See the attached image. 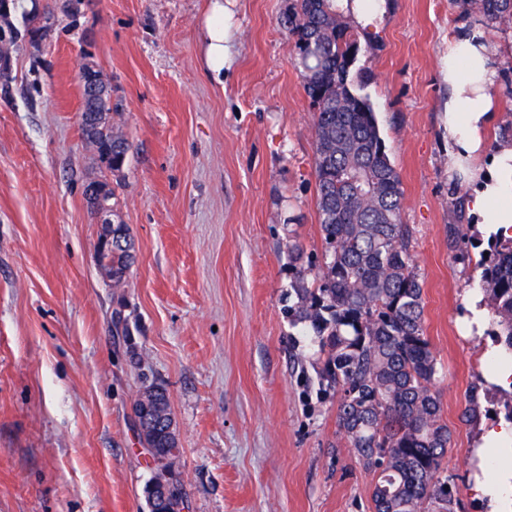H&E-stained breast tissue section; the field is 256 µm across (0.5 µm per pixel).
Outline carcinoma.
Instances as JSON below:
<instances>
[{
  "instance_id": "cac0c4a2",
  "label": "carcinoma",
  "mask_w": 512,
  "mask_h": 512,
  "mask_svg": "<svg viewBox=\"0 0 512 512\" xmlns=\"http://www.w3.org/2000/svg\"><path fill=\"white\" fill-rule=\"evenodd\" d=\"M491 23L512 19V0H457ZM54 0L22 12L24 30L9 0L0 29L11 34L0 75L11 72L21 36L43 34ZM283 26L293 45L303 89L314 117L316 203L324 250L305 257L288 241L290 288L283 313L297 329L294 343L313 352L296 356L301 377L336 399V434L356 462L374 475L373 512H460L455 485L443 460L451 441L436 381L441 368L425 336L423 283L416 270L412 230L402 222L403 191L368 98L349 79L362 49L357 31L336 0H289ZM82 134L98 163L112 172L126 165L128 138L111 122L112 89L96 65L80 76ZM112 283L125 280L133 263L127 225L112 229ZM480 256V285L494 316L491 331L502 354L512 357V238L487 241ZM155 390L135 399L150 416L141 443L155 449L144 494L148 512H183L188 501L175 466L177 439L153 417Z\"/></svg>"
}]
</instances>
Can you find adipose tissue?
<instances>
[{"label":"adipose tissue","instance_id":"1","mask_svg":"<svg viewBox=\"0 0 512 512\" xmlns=\"http://www.w3.org/2000/svg\"><path fill=\"white\" fill-rule=\"evenodd\" d=\"M224 0H211L205 19V59L222 73L232 64L233 44L225 25ZM502 47L492 42L480 19L458 26L448 38L440 61L448 84L444 130L451 169L468 193L466 213L485 234L512 237V139L492 153L484 151V135L503 99L500 71ZM483 478L475 492L488 512H512V425L489 429L476 450Z\"/></svg>","mask_w":512,"mask_h":512}]
</instances>
